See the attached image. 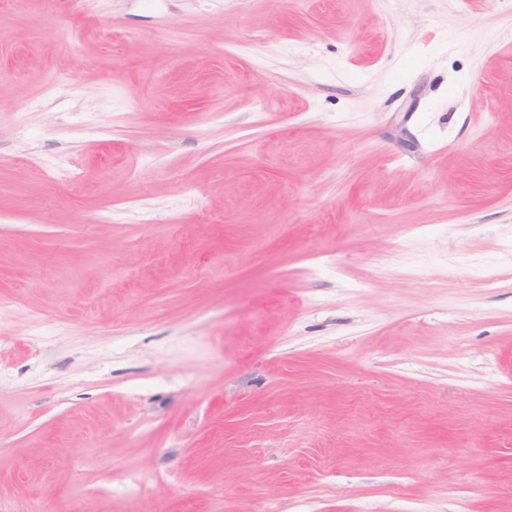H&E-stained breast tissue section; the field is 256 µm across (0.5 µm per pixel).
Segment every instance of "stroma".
I'll list each match as a JSON object with an SVG mask.
<instances>
[{
    "mask_svg": "<svg viewBox=\"0 0 512 512\" xmlns=\"http://www.w3.org/2000/svg\"><path fill=\"white\" fill-rule=\"evenodd\" d=\"M0 512H512V0H0Z\"/></svg>",
    "mask_w": 512,
    "mask_h": 512,
    "instance_id": "35a3bbf8",
    "label": "stroma"
}]
</instances>
